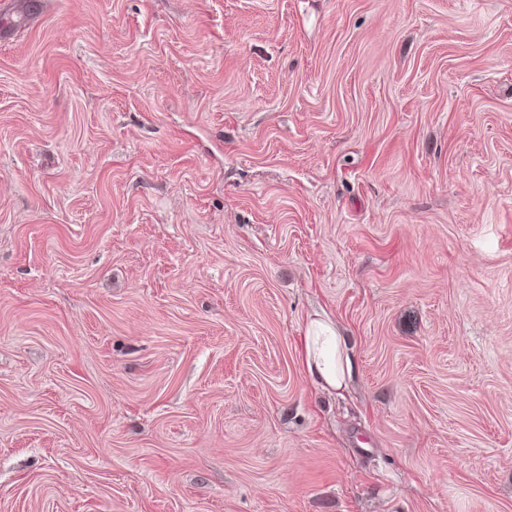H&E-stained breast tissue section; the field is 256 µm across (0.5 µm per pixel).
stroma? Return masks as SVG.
<instances>
[{
	"mask_svg": "<svg viewBox=\"0 0 512 512\" xmlns=\"http://www.w3.org/2000/svg\"><path fill=\"white\" fill-rule=\"evenodd\" d=\"M12 3L0 512H512V0ZM347 338L327 316L311 315L301 336V358L309 380L322 391L336 392L347 386L353 362Z\"/></svg>",
	"mask_w": 512,
	"mask_h": 512,
	"instance_id": "35a3bbf8",
	"label": "stroma"
}]
</instances>
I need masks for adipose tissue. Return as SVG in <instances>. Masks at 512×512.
I'll use <instances>...</instances> for the list:
<instances>
[{
    "instance_id": "1",
    "label": "adipose tissue",
    "mask_w": 512,
    "mask_h": 512,
    "mask_svg": "<svg viewBox=\"0 0 512 512\" xmlns=\"http://www.w3.org/2000/svg\"><path fill=\"white\" fill-rule=\"evenodd\" d=\"M351 349L335 322L327 316L311 315L301 338V358L309 380L319 389L334 392L352 377Z\"/></svg>"
}]
</instances>
